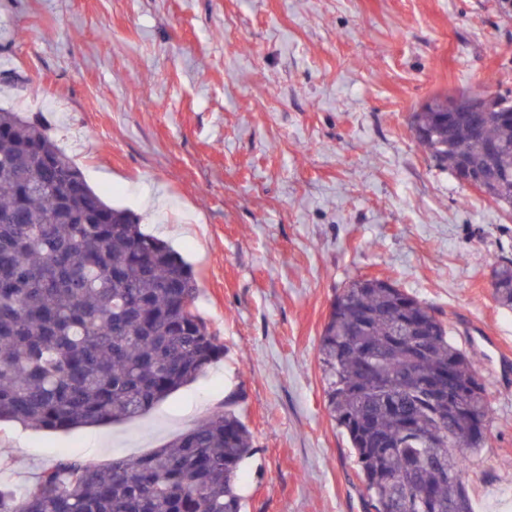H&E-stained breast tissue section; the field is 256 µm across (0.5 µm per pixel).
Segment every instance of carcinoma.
I'll return each mask as SVG.
<instances>
[{
  "label": "carcinoma",
  "mask_w": 512,
  "mask_h": 512,
  "mask_svg": "<svg viewBox=\"0 0 512 512\" xmlns=\"http://www.w3.org/2000/svg\"><path fill=\"white\" fill-rule=\"evenodd\" d=\"M441 105L413 114L412 129L427 132L419 147L456 177L496 147L485 194L511 208L512 122L485 112L476 135L462 112L442 126ZM492 276L494 299L512 310V258H497ZM199 292L182 257L106 202L46 127L0 109V421L70 430L143 414L224 356ZM405 328L427 331L424 353ZM318 354L367 512H473L463 473L487 440L473 421L488 428L492 407L434 308L388 281L356 279L332 302ZM450 359L470 384L465 410L451 415L428 391ZM253 451L227 402L146 455L61 457L21 493L0 481V512H241L240 465Z\"/></svg>",
  "instance_id": "cac0c4a2"
}]
</instances>
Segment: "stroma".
<instances>
[{
  "label": "stroma",
  "instance_id": "obj_1",
  "mask_svg": "<svg viewBox=\"0 0 512 512\" xmlns=\"http://www.w3.org/2000/svg\"><path fill=\"white\" fill-rule=\"evenodd\" d=\"M485 82L512 97L502 0H0V107L45 123L180 253L224 345L138 419L0 422V480L24 490L64 454L144 455L230 397L255 445L244 512H364L318 345L334 297L376 277L439 310L484 379L493 420L464 479L475 512H512V370L494 355L512 352V310L490 266L512 257V211L411 130L434 98Z\"/></svg>",
  "mask_w": 512,
  "mask_h": 512
}]
</instances>
